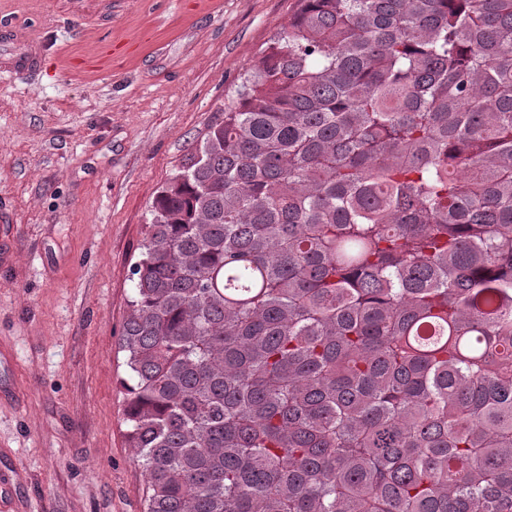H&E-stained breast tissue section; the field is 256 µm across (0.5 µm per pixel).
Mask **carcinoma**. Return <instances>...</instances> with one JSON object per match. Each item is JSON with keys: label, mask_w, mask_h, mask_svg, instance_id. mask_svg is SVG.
<instances>
[{"label": "carcinoma", "mask_w": 512, "mask_h": 512, "mask_svg": "<svg viewBox=\"0 0 512 512\" xmlns=\"http://www.w3.org/2000/svg\"><path fill=\"white\" fill-rule=\"evenodd\" d=\"M150 215L143 512H512V0H298Z\"/></svg>", "instance_id": "1"}]
</instances>
